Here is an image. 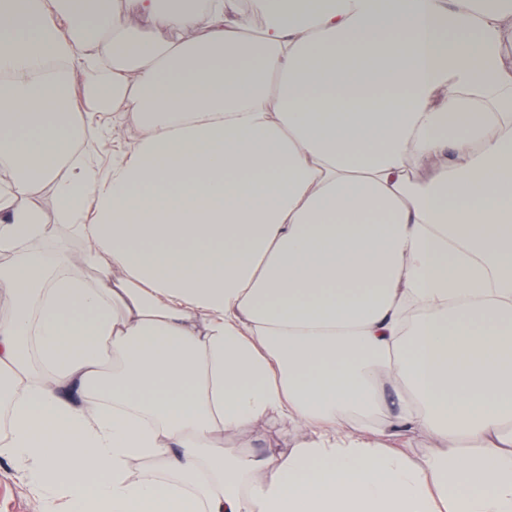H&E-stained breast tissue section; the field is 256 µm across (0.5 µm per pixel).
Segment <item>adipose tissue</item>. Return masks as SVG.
Wrapping results in <instances>:
<instances>
[{
    "label": "adipose tissue",
    "instance_id": "adipose-tissue-1",
    "mask_svg": "<svg viewBox=\"0 0 512 512\" xmlns=\"http://www.w3.org/2000/svg\"><path fill=\"white\" fill-rule=\"evenodd\" d=\"M255 5L0 0V459L41 512H512V0ZM140 128L133 122L117 125L114 135L103 143H93L88 147V154L93 163L100 167L112 165V160L130 150L140 137ZM304 434V430L288 422L269 419L242 432L225 433L222 448L225 454H253L273 461L294 448ZM444 448L443 444L429 438L425 434H415L406 440V448L404 449L410 457L418 460L430 453L440 451Z\"/></svg>",
    "mask_w": 512,
    "mask_h": 512
}]
</instances>
